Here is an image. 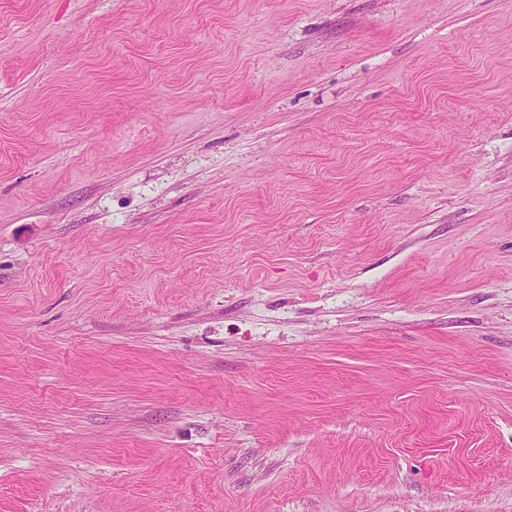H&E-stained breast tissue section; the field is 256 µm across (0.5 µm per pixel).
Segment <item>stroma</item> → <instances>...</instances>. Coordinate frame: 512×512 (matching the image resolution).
Masks as SVG:
<instances>
[{"instance_id":"obj_1","label":"stroma","mask_w":512,"mask_h":512,"mask_svg":"<svg viewBox=\"0 0 512 512\" xmlns=\"http://www.w3.org/2000/svg\"><path fill=\"white\" fill-rule=\"evenodd\" d=\"M0 512H512V0H0Z\"/></svg>"}]
</instances>
